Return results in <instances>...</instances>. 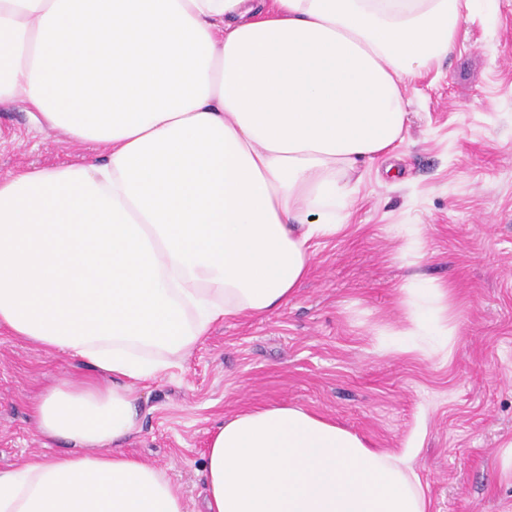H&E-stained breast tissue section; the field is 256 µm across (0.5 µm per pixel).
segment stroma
<instances>
[{
    "label": "stroma",
    "instance_id": "obj_1",
    "mask_svg": "<svg viewBox=\"0 0 512 512\" xmlns=\"http://www.w3.org/2000/svg\"><path fill=\"white\" fill-rule=\"evenodd\" d=\"M409 134L365 170L345 236L313 245L286 305L213 327L159 383L136 386L141 430L126 453L166 473L202 512L203 459L225 417L288 405L317 412L373 448L413 451L428 512H512L500 468L512 441V0L471 15L453 52L415 81ZM105 147L35 128L0 109V179L104 157ZM424 256L399 257L397 228ZM446 288L450 355L397 351L410 283ZM80 360L0 330V468L63 451L30 409Z\"/></svg>",
    "mask_w": 512,
    "mask_h": 512
}]
</instances>
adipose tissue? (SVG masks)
<instances>
[{
	"instance_id": "ef3b65f1",
	"label": "adipose tissue",
	"mask_w": 512,
	"mask_h": 512,
	"mask_svg": "<svg viewBox=\"0 0 512 512\" xmlns=\"http://www.w3.org/2000/svg\"><path fill=\"white\" fill-rule=\"evenodd\" d=\"M479 0H0V108L104 157L0 179V328L90 365L31 409L50 460L0 470V512H186L120 451L133 384L212 326L263 317L345 232L361 167ZM408 350L450 352L448 291L410 288ZM206 512H428L410 459L288 405L225 419Z\"/></svg>"
}]
</instances>
